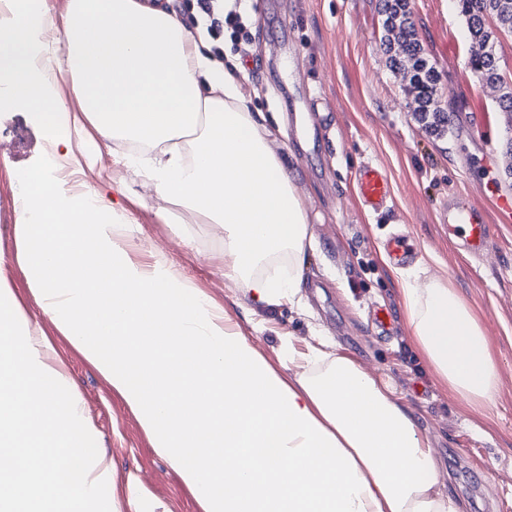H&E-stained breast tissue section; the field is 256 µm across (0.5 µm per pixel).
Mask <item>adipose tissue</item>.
<instances>
[{
    "label": "adipose tissue",
    "instance_id": "1",
    "mask_svg": "<svg viewBox=\"0 0 512 512\" xmlns=\"http://www.w3.org/2000/svg\"><path fill=\"white\" fill-rule=\"evenodd\" d=\"M42 4L17 0L16 19L0 25V101L26 103L66 158L93 161L111 148L163 200L164 223L220 225L224 277L252 308L295 299L300 276L278 267L311 246L307 209L262 113L249 107L239 67L220 61L172 6L67 0L74 113L45 56ZM22 183L15 234L35 295L204 512H462L389 383L314 345L289 349L281 373L165 258L131 259L132 226L112 223L113 200L65 196L47 165ZM392 273L411 344L437 382L473 410L493 404L496 357L458 289ZM320 362L323 372L309 375Z\"/></svg>",
    "mask_w": 512,
    "mask_h": 512
}]
</instances>
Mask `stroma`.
Wrapping results in <instances>:
<instances>
[{
  "label": "stroma",
  "instance_id": "35a3bbf8",
  "mask_svg": "<svg viewBox=\"0 0 512 512\" xmlns=\"http://www.w3.org/2000/svg\"><path fill=\"white\" fill-rule=\"evenodd\" d=\"M251 37L248 53L233 38L220 48L242 67L251 110L264 112L271 145L293 169L315 241L301 262L300 305L246 310L244 294L219 271L224 232L214 224H165L161 202L111 154L94 163L62 158L58 169L76 180L75 197L93 188L111 195L124 180L123 203L137 229L130 256L143 264L166 256L175 277L226 309L243 335L270 361L290 335L297 350L326 339V353L355 359L389 380L415 412L449 495L464 512H512V221L495 200L512 195L503 173L512 120L500 112L470 71L472 43L456 0H411L418 39L440 74L438 100L448 112L447 136L418 122L401 75L384 47L380 0H242ZM51 146L25 104L0 110V270L29 335L46 341L45 362L62 369L98 460L111 471L108 493L120 512H202L167 459L158 454L123 398L63 334L35 300L17 260V196L27 170L44 166ZM367 162L383 165L393 199L388 211L366 212L355 177ZM468 193L487 215L489 245L468 254L450 238L443 210L450 196ZM406 233L417 259L410 275L447 279L479 314L498 360L500 393L482 420L438 386L413 350L399 312L397 285L379 251ZM388 313L379 327L372 309Z\"/></svg>",
  "mask_w": 512,
  "mask_h": 512
}]
</instances>
